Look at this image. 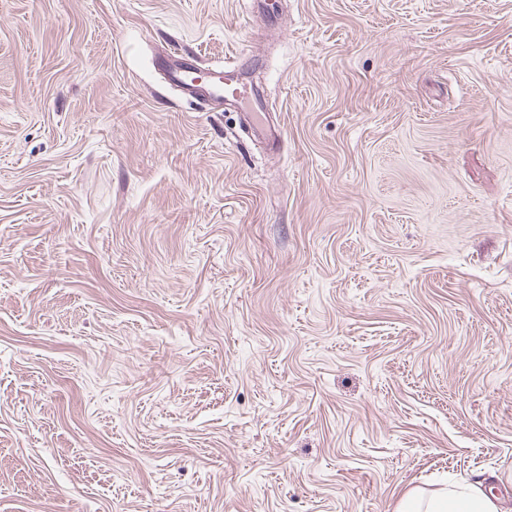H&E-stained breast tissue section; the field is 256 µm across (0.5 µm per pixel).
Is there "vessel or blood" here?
Wrapping results in <instances>:
<instances>
[{"label":"vessel or blood","instance_id":"obj_1","mask_svg":"<svg viewBox=\"0 0 512 512\" xmlns=\"http://www.w3.org/2000/svg\"><path fill=\"white\" fill-rule=\"evenodd\" d=\"M172 80L184 87L199 103L213 108L246 110L256 134L270 144H277L282 131L268 120L261 96L239 78L238 67L188 68L174 64Z\"/></svg>","mask_w":512,"mask_h":512}]
</instances>
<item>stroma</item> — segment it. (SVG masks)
Returning <instances> with one entry per match:
<instances>
[{
  "instance_id": "35a3bbf8",
  "label": "stroma",
  "mask_w": 512,
  "mask_h": 512,
  "mask_svg": "<svg viewBox=\"0 0 512 512\" xmlns=\"http://www.w3.org/2000/svg\"><path fill=\"white\" fill-rule=\"evenodd\" d=\"M446 480L512 512V0H0V512ZM176 57V63L171 67L172 80L184 87L199 103L211 108H240L245 109V115L253 123L256 134L267 140L272 146L281 137L280 126L276 127L268 121V113L261 96L239 78V69L233 67H209L199 69L182 67Z\"/></svg>"
}]
</instances>
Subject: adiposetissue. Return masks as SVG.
I'll list each match as a JSON object with an SVG mask.
<instances>
[{
  "mask_svg": "<svg viewBox=\"0 0 512 512\" xmlns=\"http://www.w3.org/2000/svg\"><path fill=\"white\" fill-rule=\"evenodd\" d=\"M395 512H501L496 498L470 483H449L430 491L409 490Z\"/></svg>",
  "mask_w": 512,
  "mask_h": 512,
  "instance_id": "adipose-tissue-1",
  "label": "adipose tissue"
}]
</instances>
